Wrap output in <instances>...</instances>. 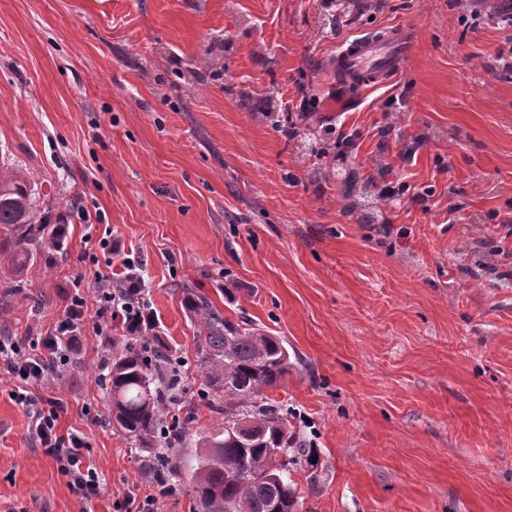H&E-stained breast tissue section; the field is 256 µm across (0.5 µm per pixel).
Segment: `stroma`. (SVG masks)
<instances>
[{"label": "stroma", "instance_id": "obj_1", "mask_svg": "<svg viewBox=\"0 0 512 512\" xmlns=\"http://www.w3.org/2000/svg\"><path fill=\"white\" fill-rule=\"evenodd\" d=\"M501 0H0V149L66 222L63 250L0 249V333L40 342L72 296L134 260L183 361L184 292L284 340L276 399L313 451L299 512H512V27ZM403 25L391 83L348 86L340 42ZM391 183L401 193L378 197ZM91 215L79 223L77 209ZM111 238L118 256L99 242ZM19 282L7 295L3 287ZM87 311L57 427L103 474L81 501L28 434L0 369V512H124L152 492L103 413L111 330Z\"/></svg>", "mask_w": 512, "mask_h": 512}]
</instances>
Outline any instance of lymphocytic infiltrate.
Returning <instances> with one entry per match:
<instances>
[{"label":"lymphocytic infiltrate","mask_w":512,"mask_h":512,"mask_svg":"<svg viewBox=\"0 0 512 512\" xmlns=\"http://www.w3.org/2000/svg\"><path fill=\"white\" fill-rule=\"evenodd\" d=\"M122 265L125 269V287L116 288L105 282L94 289L93 296L98 305L96 315L101 318L117 313L129 319L131 327L145 326L151 313L144 310L141 301L133 295L134 287L139 284L135 264L126 259ZM70 343L69 334L63 331L48 339L42 350L34 345L23 346L13 337L0 336V367L17 380L12 398L29 415L32 439L55 461L58 471L67 477L72 492L80 499L89 501L100 495L102 483L98 469L86 459L84 441L73 433H58L56 420L62 408L61 403H53L48 411L38 409L37 401L29 391L30 385L34 383L54 381L65 374Z\"/></svg>","instance_id":"lymphocytic-infiltrate-1"}]
</instances>
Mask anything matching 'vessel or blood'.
I'll return each mask as SVG.
<instances>
[{"label":"vessel or blood","mask_w":512,"mask_h":512,"mask_svg":"<svg viewBox=\"0 0 512 512\" xmlns=\"http://www.w3.org/2000/svg\"><path fill=\"white\" fill-rule=\"evenodd\" d=\"M415 42L414 33L403 26L376 36L362 34L338 46L334 67L352 84L382 87L404 68Z\"/></svg>","instance_id":"b4317fda"}]
</instances>
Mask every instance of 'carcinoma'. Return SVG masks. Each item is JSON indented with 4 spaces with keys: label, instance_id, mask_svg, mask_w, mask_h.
I'll return each mask as SVG.
<instances>
[{
    "label": "carcinoma",
    "instance_id": "1",
    "mask_svg": "<svg viewBox=\"0 0 512 512\" xmlns=\"http://www.w3.org/2000/svg\"><path fill=\"white\" fill-rule=\"evenodd\" d=\"M38 183L0 153V233L22 271L35 261L29 245L46 237L63 247L66 228L51 223ZM185 306L200 323V398L216 417L200 435L190 465L192 491L201 512H298V485L288 466L305 456L288 427V412L267 395L288 376L289 354L280 338L242 317H224L212 301L186 290ZM180 361L157 334L136 337L116 348L104 378L109 390L107 418L132 444L148 449L151 469L166 478L180 475L174 449L186 441L185 425L168 418L179 402Z\"/></svg>",
    "mask_w": 512,
    "mask_h": 512
}]
</instances>
